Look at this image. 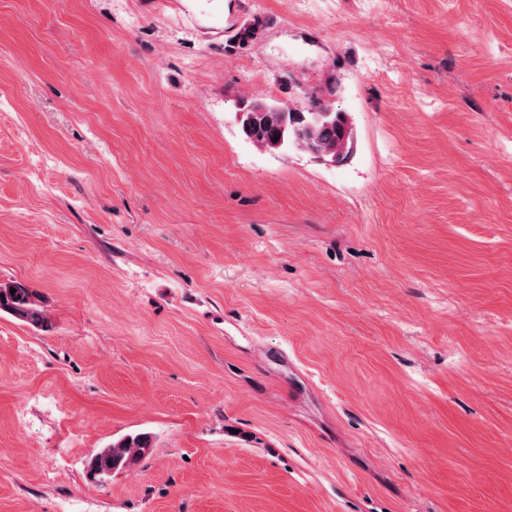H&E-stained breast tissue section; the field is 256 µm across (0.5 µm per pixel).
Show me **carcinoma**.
Segmentation results:
<instances>
[{
  "label": "carcinoma",
  "mask_w": 512,
  "mask_h": 512,
  "mask_svg": "<svg viewBox=\"0 0 512 512\" xmlns=\"http://www.w3.org/2000/svg\"><path fill=\"white\" fill-rule=\"evenodd\" d=\"M326 110L329 115L320 123L313 124L310 130L311 139L298 138L294 127L310 121L312 111ZM247 116L251 117L244 135L260 148H273V138L282 140L281 148L305 150L309 145L328 153V158L340 164L344 162L353 143V129L345 113L333 108L316 93H304L300 107L286 108L288 123L270 124L266 115H261L244 107ZM15 292H10V289ZM0 312L7 313L17 320L39 330L50 328V321L44 310L41 296L25 284L18 281L0 283ZM153 447V436L150 433L138 432L126 434L100 449L91 459L89 467L92 473L99 472L107 476L114 471L130 468L143 460Z\"/></svg>",
  "instance_id": "1"
}]
</instances>
